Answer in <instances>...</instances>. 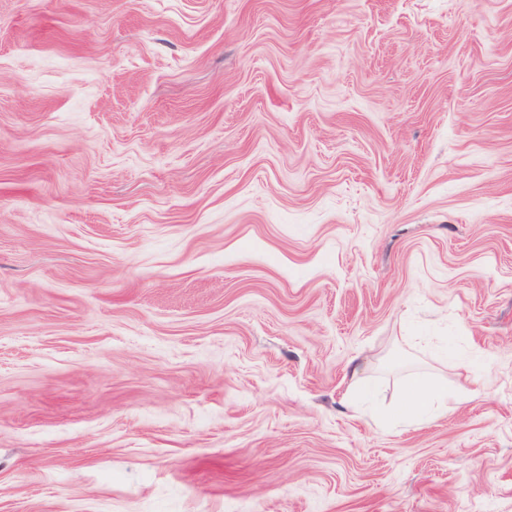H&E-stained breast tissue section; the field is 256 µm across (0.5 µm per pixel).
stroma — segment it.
<instances>
[{"instance_id":"35a3bbf8","label":"stroma","mask_w":512,"mask_h":512,"mask_svg":"<svg viewBox=\"0 0 512 512\" xmlns=\"http://www.w3.org/2000/svg\"><path fill=\"white\" fill-rule=\"evenodd\" d=\"M470 399L378 410L409 370ZM512 512V0H0V512Z\"/></svg>"}]
</instances>
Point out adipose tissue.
<instances>
[{"label":"adipose tissue","instance_id":"obj_1","mask_svg":"<svg viewBox=\"0 0 512 512\" xmlns=\"http://www.w3.org/2000/svg\"><path fill=\"white\" fill-rule=\"evenodd\" d=\"M448 409V388L438 376L417 372L411 374L401 401L393 414L406 424L413 425L425 418L437 417Z\"/></svg>","mask_w":512,"mask_h":512}]
</instances>
